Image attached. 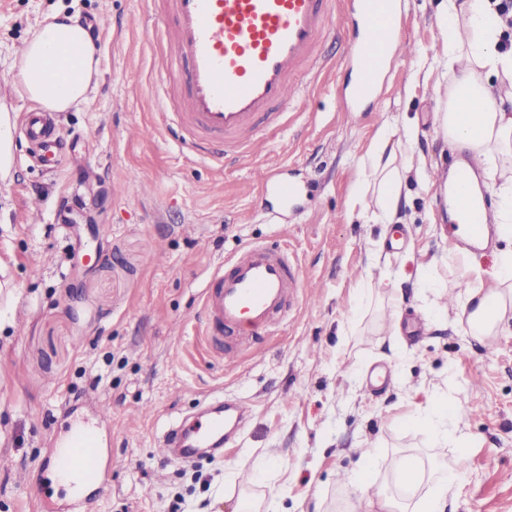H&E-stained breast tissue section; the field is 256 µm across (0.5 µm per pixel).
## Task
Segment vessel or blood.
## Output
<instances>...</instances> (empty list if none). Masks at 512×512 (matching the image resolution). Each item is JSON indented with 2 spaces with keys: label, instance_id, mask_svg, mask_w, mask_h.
Returning <instances> with one entry per match:
<instances>
[{
  "label": "vessel or blood",
  "instance_id": "1",
  "mask_svg": "<svg viewBox=\"0 0 512 512\" xmlns=\"http://www.w3.org/2000/svg\"><path fill=\"white\" fill-rule=\"evenodd\" d=\"M170 27L161 29L157 70L160 105L171 134L204 161L224 163L252 151L259 120L281 123L306 77L318 75L327 61L321 47L328 36L348 40L347 62L355 70V102L373 99L400 29L403 0H359L353 35L333 28L336 0H165ZM23 136L33 144L56 135L48 113L25 117ZM263 193L292 202L300 193L277 171H264ZM459 219L472 238L487 227V207L458 194ZM303 282L287 252L243 245L209 274L201 292V311L210 336L240 327L268 330L287 311ZM249 413L246 403L205 411L195 423L164 435V448L189 460L195 449L232 443ZM71 482L66 512H91L107 484L108 465L99 442L87 432L67 445H53L47 458Z\"/></svg>",
  "mask_w": 512,
  "mask_h": 512
}]
</instances>
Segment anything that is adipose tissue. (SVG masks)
Masks as SVG:
<instances>
[{"instance_id": "ef3b65f1", "label": "adipose tissue", "mask_w": 512, "mask_h": 512, "mask_svg": "<svg viewBox=\"0 0 512 512\" xmlns=\"http://www.w3.org/2000/svg\"><path fill=\"white\" fill-rule=\"evenodd\" d=\"M435 15L444 41L432 64L447 79L440 127L450 145L491 164L493 222L506 244L497 256L492 287L469 289L456 309L458 321L483 341L512 324V46L503 42L507 21L491 0H438ZM25 59V93L49 112H65L87 102L99 81V60L89 33L67 16H54L36 31L26 44ZM394 159L382 141L368 153L363 167L378 181L380 211L371 217L359 210L357 220L400 223L407 176L429 183L425 157L403 171L395 167ZM395 471L404 508H395L384 494L361 504V512H447L449 500L455 497L456 477L447 464L430 467L421 456L408 454L397 461Z\"/></svg>"}]
</instances>
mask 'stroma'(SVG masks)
<instances>
[{
  "label": "stroma",
  "instance_id": "1",
  "mask_svg": "<svg viewBox=\"0 0 512 512\" xmlns=\"http://www.w3.org/2000/svg\"><path fill=\"white\" fill-rule=\"evenodd\" d=\"M435 5L407 0L395 61L364 108L343 95L347 43L327 39L332 64L284 127H261L257 151L217 166L179 144L158 110L160 0H0V102L12 120L36 109L20 49L56 13L96 29L100 62L89 102L55 116L62 163H40L15 133L0 182V512H45L63 496L39 465L89 394L108 407L112 457L97 512H233L241 498L259 512H341L365 458L381 465L361 488L374 500L398 494L393 463L411 453L457 469L455 512H512V326L481 343L452 319L477 284L472 262L491 270L502 242L449 256L441 187L412 177L402 223L349 217L357 204L377 209L358 163L388 117L416 123L433 169L454 156L438 120L445 98L413 54L440 43ZM264 168L316 190L282 204L262 193ZM247 243L287 251L306 288L265 335L228 337L240 358L229 368L205 337L201 291ZM396 314L416 329L393 349ZM430 398L456 406L466 444L436 446L408 425ZM235 400L251 415L232 446L188 462L155 456L171 424ZM32 470L37 486L20 484Z\"/></svg>",
  "mask_w": 512,
  "mask_h": 512
}]
</instances>
